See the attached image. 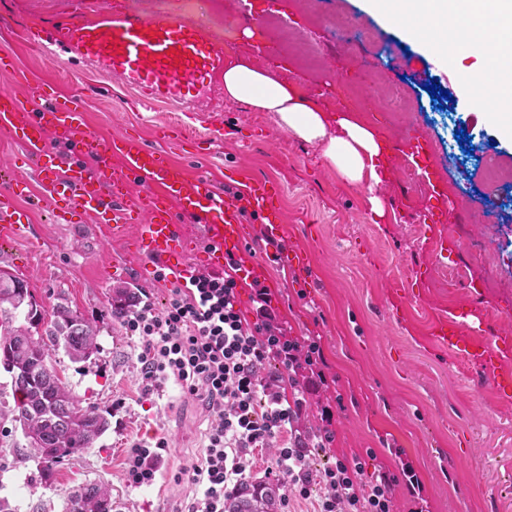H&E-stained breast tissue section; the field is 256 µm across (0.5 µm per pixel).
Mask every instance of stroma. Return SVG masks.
Listing matches in <instances>:
<instances>
[{
	"instance_id": "obj_1",
	"label": "stroma",
	"mask_w": 512,
	"mask_h": 512,
	"mask_svg": "<svg viewBox=\"0 0 512 512\" xmlns=\"http://www.w3.org/2000/svg\"><path fill=\"white\" fill-rule=\"evenodd\" d=\"M75 0H0V56L14 57L20 70L59 85L87 108L86 132L106 138L128 133L142 144L161 146L175 161H189L216 185L224 169L242 168L281 183L287 250L311 257L309 278L300 281L272 251L260 245L259 217L244 216L245 247L266 267L272 304L298 339L320 337L332 389L342 405L335 416L336 440L312 449V469L338 457L374 450L379 464L399 471L412 464L425 485L429 512H512V399L499 398L480 367L432 342L430 329L441 314L512 307V177L489 191L482 161L512 174V140L501 135L454 78L477 66L472 56L440 64L408 34L369 13L364 0H279V10L254 18L234 0H132L151 16L190 13L210 34L223 38L228 58L255 66H287L282 76L303 87L326 88L323 104L352 109L386 143L413 131L428 135L437 169L447 179L460 210L438 231L423 222L429 186L401 153H389V180L380 182L385 201L376 216L363 189L346 182L322 160L320 146L281 128L271 113L224 96L223 80L201 86L204 110L218 114L217 131L201 130L194 142L160 139L159 127L173 120L166 101L153 109L136 105L131 84L86 74L65 80L70 63L48 60L9 31L54 21ZM352 18L373 39L361 58L344 54L329 17ZM403 83L407 110L393 120L381 91ZM451 101L437 105L430 84ZM364 87L356 97V87ZM467 132V144L457 142ZM31 222L11 246H0V266L27 280L44 312L59 299L96 320L99 349L87 362L57 353L56 370L81 405L110 414L111 426L94 447L58 467L53 484L41 481L28 442L11 431L2 410L13 404L11 379L0 369V499L13 512H62L73 489L88 482L109 487L112 512H187L196 490L189 481L203 455L209 414L202 401L182 397L174 383L143 394L137 384L141 341L125 335L109 299L124 277L163 307L178 279H157L155 269L130 240L111 238L96 224H57L51 205L21 199ZM492 280L481 298L472 287ZM164 437L169 446L155 483L131 485L125 474L129 449L141 440Z\"/></svg>"
}]
</instances>
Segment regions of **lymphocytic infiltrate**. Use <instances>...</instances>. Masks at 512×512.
<instances>
[{"instance_id":"f902f5d3","label":"lymphocytic infiltrate","mask_w":512,"mask_h":512,"mask_svg":"<svg viewBox=\"0 0 512 512\" xmlns=\"http://www.w3.org/2000/svg\"><path fill=\"white\" fill-rule=\"evenodd\" d=\"M240 263L225 256L223 271H204L174 286L162 311L147 296L133 300L121 317L127 335L142 341L139 383L144 393L163 391L175 382L183 396L204 399L210 413L200 465L190 477L196 498L188 512H224L226 503L251 477L255 458L274 450L266 474L281 478L299 498L322 493L316 512H394V492L403 487L414 512H424L425 488L411 465L400 472L366 465L360 457L337 459L335 466L312 473L306 461L310 439L330 447L336 438L331 405L320 408L315 433L301 431L309 397L329 392L319 338L289 336L272 308L268 288L254 286L251 316L239 307ZM277 375L263 376L267 364ZM167 439L132 446L128 481L153 485Z\"/></svg>"}]
</instances>
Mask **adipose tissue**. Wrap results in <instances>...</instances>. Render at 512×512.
Returning a JSON list of instances; mask_svg holds the SVG:
<instances>
[{
    "label": "adipose tissue",
    "mask_w": 512,
    "mask_h": 512,
    "mask_svg": "<svg viewBox=\"0 0 512 512\" xmlns=\"http://www.w3.org/2000/svg\"><path fill=\"white\" fill-rule=\"evenodd\" d=\"M366 7L391 23L411 20L410 34L438 59L478 54L483 67L461 70L458 81L467 95L485 91L478 108L503 135L512 137V123L504 118L512 109V0H367ZM465 16L476 28L463 34L457 24ZM224 94L256 111L273 113L280 127L320 145L325 163L349 183L370 190L373 211L382 213L374 189L380 182L375 166L385 142L372 128L350 114L323 109L298 83L276 78L241 58L224 67Z\"/></svg>",
    "instance_id": "ef3b65f1"
}]
</instances>
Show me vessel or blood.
Masks as SVG:
<instances>
[{
	"instance_id": "obj_1",
	"label": "vessel or blood",
	"mask_w": 512,
	"mask_h": 512,
	"mask_svg": "<svg viewBox=\"0 0 512 512\" xmlns=\"http://www.w3.org/2000/svg\"><path fill=\"white\" fill-rule=\"evenodd\" d=\"M24 38L46 56L60 50L73 53L103 78H131L140 91L139 103L154 105L162 89H177L180 95L171 106L184 113L197 102L195 86L224 67L223 46L188 18H151L125 9L109 10L93 19L71 13L53 24L26 29ZM23 85L20 94L0 88V132L27 154L36 177L0 175L1 242L11 240L28 223L27 211L16 201L31 195L37 185L53 202L58 221L68 223L77 215L115 234L132 233L139 251L162 270L194 249L179 229L183 217L203 225L210 243L216 246L205 260L211 267L223 268L225 252L241 247L238 202L242 199L260 214L268 237L281 236L285 219L275 203L281 185L237 169L229 172L230 178L243 186L241 199L235 200L224 196L208 176L189 175L166 150L144 145L133 149L121 135L98 141L93 166H62L46 134L52 129L60 131L74 151L83 150L85 141L79 133L87 123L86 108L39 77H28ZM397 150L411 159L433 190L425 223H450L456 203L440 189L430 139L414 134ZM117 159L123 163L118 173L113 170ZM141 181L151 182L150 191L131 200L132 185ZM467 319L464 313L439 319L436 341L478 363L492 388L503 398H512V374L501 369L503 362L512 358V336L475 340Z\"/></svg>"
}]
</instances>
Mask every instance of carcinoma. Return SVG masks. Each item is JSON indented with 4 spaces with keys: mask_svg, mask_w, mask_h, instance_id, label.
Instances as JSON below:
<instances>
[{
    "mask_svg": "<svg viewBox=\"0 0 512 512\" xmlns=\"http://www.w3.org/2000/svg\"><path fill=\"white\" fill-rule=\"evenodd\" d=\"M10 275L0 269V367L11 378L10 422L21 429L30 458L50 484L64 458L93 447L109 427L95 407L80 405L49 365L60 349L74 362L90 360L98 352L97 326L63 303L45 320L33 295L23 297ZM280 505L275 488L246 483L227 503V512H278ZM64 512H112L110 491L86 484L68 496Z\"/></svg>",
    "mask_w": 512,
    "mask_h": 512,
    "instance_id": "cac0c4a2",
    "label": "carcinoma"
}]
</instances>
